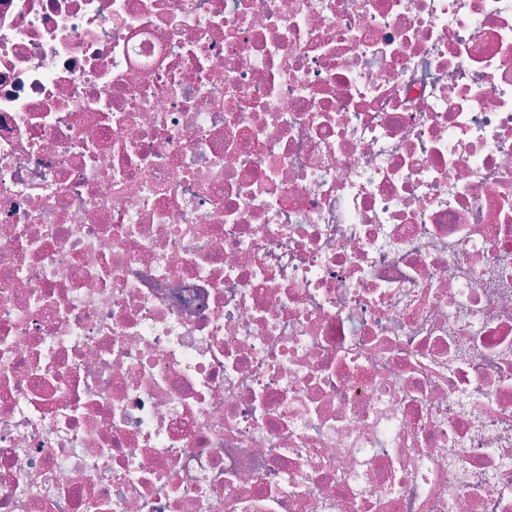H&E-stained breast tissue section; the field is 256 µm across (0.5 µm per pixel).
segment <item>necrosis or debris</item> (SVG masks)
I'll return each mask as SVG.
<instances>
[{"mask_svg": "<svg viewBox=\"0 0 512 512\" xmlns=\"http://www.w3.org/2000/svg\"><path fill=\"white\" fill-rule=\"evenodd\" d=\"M0 512H512V0H0Z\"/></svg>", "mask_w": 512, "mask_h": 512, "instance_id": "4bbe7bcc", "label": "necrosis or debris"}]
</instances>
